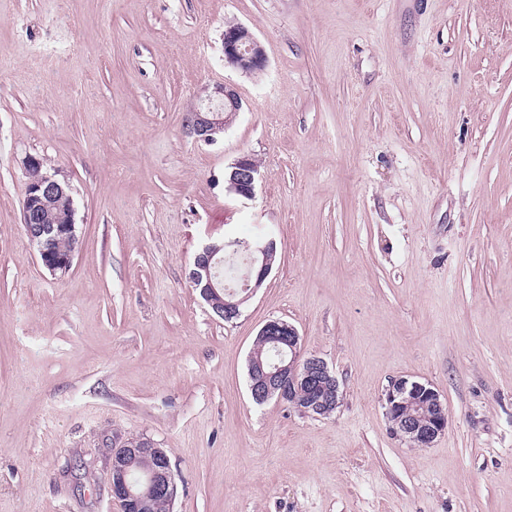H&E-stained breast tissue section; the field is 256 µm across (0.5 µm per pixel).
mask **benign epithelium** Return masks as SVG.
Wrapping results in <instances>:
<instances>
[{
	"label": "benign epithelium",
	"mask_w": 512,
	"mask_h": 512,
	"mask_svg": "<svg viewBox=\"0 0 512 512\" xmlns=\"http://www.w3.org/2000/svg\"><path fill=\"white\" fill-rule=\"evenodd\" d=\"M224 61L245 73L261 72L267 65L265 50L259 40L241 24L224 29ZM241 101L235 92L225 86L215 88V94L201 99L200 107L190 113L187 127L197 140L211 144L223 133L233 117L240 112ZM42 161L36 157L24 163L26 198L22 223L29 242L37 248L41 263L52 273L70 269L73 254L55 255L52 240L59 235L75 234V224H47L46 213L58 198L68 195L67 188L50 173H41ZM258 169L252 159L243 155L233 164L229 174V188L245 199L255 195ZM220 245L209 242L194 257L189 278L193 287L210 308L230 322L240 315L239 303L233 293L223 299L212 274L213 259ZM276 244L272 240L258 241L250 246L245 289L260 287L270 274ZM259 335L278 350L280 359L275 364L250 359V392L254 400L263 403L275 398L288 399L303 414L330 415L338 403L340 383L327 362L311 355L301 354L300 336L290 323L275 319L268 321ZM384 408L393 432L420 446L431 445L448 427V415L440 393L429 384L398 378L386 389ZM149 458L154 466L147 471L145 484L127 479L129 468L140 458ZM105 483L112 501L121 512H152L157 497L173 503L176 496L175 477L164 449L149 439L123 438L112 445L104 466Z\"/></svg>",
	"instance_id": "obj_1"
}]
</instances>
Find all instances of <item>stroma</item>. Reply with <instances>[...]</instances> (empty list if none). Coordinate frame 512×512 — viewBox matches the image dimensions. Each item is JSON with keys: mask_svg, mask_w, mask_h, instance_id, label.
<instances>
[{"mask_svg": "<svg viewBox=\"0 0 512 512\" xmlns=\"http://www.w3.org/2000/svg\"><path fill=\"white\" fill-rule=\"evenodd\" d=\"M234 23L263 72L225 63ZM219 85L242 109L207 144ZM30 156L73 199L63 273ZM229 234L277 256L227 322L188 274ZM273 319L335 370L331 416L253 402ZM400 377L445 402L427 447L385 415ZM116 433L166 451L173 512H512V0H0V512H120ZM241 108V101L233 90L225 85L216 87L214 95L207 94L201 99L200 107L190 113L187 127L197 140L214 143ZM231 168L229 188L242 198L252 199L258 176V169L252 165V159L247 155L240 156ZM41 168L42 161L36 157H29L24 163L28 180L22 223L29 242L37 248L43 266L51 273L65 272L72 265L74 254L70 252L75 251L78 242L77 234L75 237L66 235L75 234L74 219L71 224H63L74 215L73 204L71 197L66 196L69 192L65 185L55 175L41 174ZM50 207L49 220L52 224H46V213ZM53 239L52 249L57 255L50 248Z\"/></svg>", "mask_w": 512, "mask_h": 512, "instance_id": "stroma-1", "label": "stroma"}]
</instances>
